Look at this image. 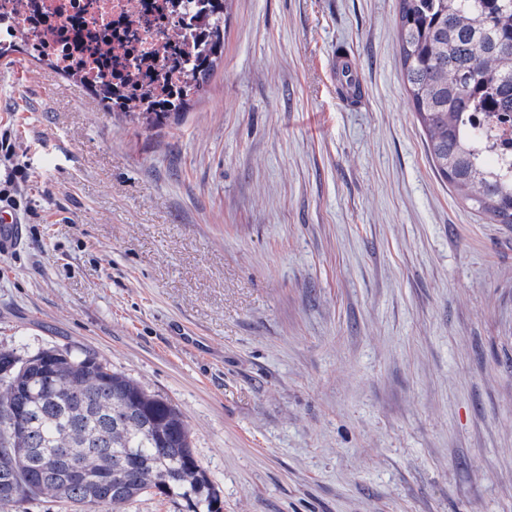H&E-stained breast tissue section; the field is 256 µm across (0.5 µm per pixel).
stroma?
<instances>
[{
    "label": "stroma",
    "mask_w": 512,
    "mask_h": 512,
    "mask_svg": "<svg viewBox=\"0 0 512 512\" xmlns=\"http://www.w3.org/2000/svg\"><path fill=\"white\" fill-rule=\"evenodd\" d=\"M398 11L231 0L204 93L153 129L0 57L28 176L0 349L167 398L219 512H512V227L433 169Z\"/></svg>",
    "instance_id": "1"
}]
</instances>
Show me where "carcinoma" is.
Returning <instances> with one entry per match:
<instances>
[{"label":"carcinoma","mask_w":512,"mask_h":512,"mask_svg":"<svg viewBox=\"0 0 512 512\" xmlns=\"http://www.w3.org/2000/svg\"><path fill=\"white\" fill-rule=\"evenodd\" d=\"M230 0H210V39L180 61L183 79L152 99H130L114 112L147 128L184 109L224 56ZM397 39L407 91L424 131L432 165L463 204L488 224L512 225V170L494 174L473 145L468 127L477 103L499 126L512 127V0H399ZM17 363L0 379V410L24 424L18 440L0 434V487L22 484L17 500L53 498L83 512H98L93 497L112 499L110 512H126L156 491L186 502L188 512H218V494L195 457L180 410L82 350L47 348L21 357L0 350V366ZM74 457L91 472H112V483L88 487L70 478Z\"/></svg>","instance_id":"cac0c4a2"}]
</instances>
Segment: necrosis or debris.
<instances>
[{
	"instance_id": "1",
	"label": "necrosis or debris",
	"mask_w": 512,
	"mask_h": 512,
	"mask_svg": "<svg viewBox=\"0 0 512 512\" xmlns=\"http://www.w3.org/2000/svg\"><path fill=\"white\" fill-rule=\"evenodd\" d=\"M183 27L179 0H0V53L22 41L32 56L78 81L103 74L99 86L111 99L125 97L134 81L162 84L172 71L162 46L184 41ZM103 42L112 55L132 56L121 77L96 56Z\"/></svg>"
}]
</instances>
